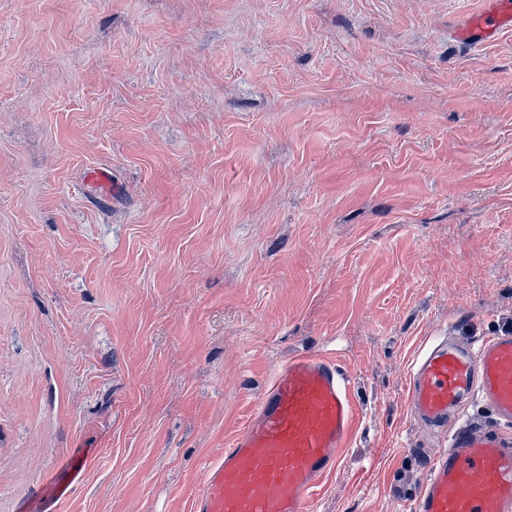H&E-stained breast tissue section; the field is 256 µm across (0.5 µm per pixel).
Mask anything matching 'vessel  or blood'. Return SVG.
<instances>
[{
	"mask_svg": "<svg viewBox=\"0 0 512 512\" xmlns=\"http://www.w3.org/2000/svg\"><path fill=\"white\" fill-rule=\"evenodd\" d=\"M511 30L512 0H484L456 38L484 45ZM475 398L491 426L465 423L464 409ZM407 403L422 429L448 436L413 512H512V328L474 340L435 339L411 367ZM354 424L350 381L336 361L290 359L206 466L192 512H315L318 488L338 469Z\"/></svg>",
	"mask_w": 512,
	"mask_h": 512,
	"instance_id": "b4317fda",
	"label": "vessel or blood"
}]
</instances>
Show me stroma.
Instances as JSON below:
<instances>
[{"instance_id": "35a3bbf8", "label": "stroma", "mask_w": 512, "mask_h": 512, "mask_svg": "<svg viewBox=\"0 0 512 512\" xmlns=\"http://www.w3.org/2000/svg\"><path fill=\"white\" fill-rule=\"evenodd\" d=\"M482 0H0V512H190L289 359L352 378L316 512H411L412 361L512 323ZM112 171V192L83 180Z\"/></svg>"}]
</instances>
